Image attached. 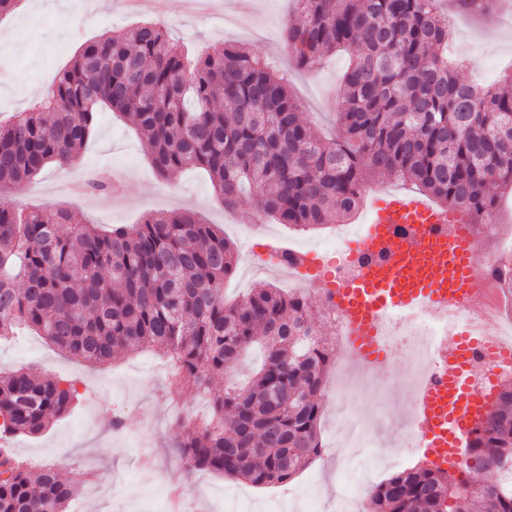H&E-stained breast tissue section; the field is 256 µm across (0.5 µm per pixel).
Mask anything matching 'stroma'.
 Returning <instances> with one entry per match:
<instances>
[{"instance_id": "35a3bbf8", "label": "stroma", "mask_w": 512, "mask_h": 512, "mask_svg": "<svg viewBox=\"0 0 512 512\" xmlns=\"http://www.w3.org/2000/svg\"><path fill=\"white\" fill-rule=\"evenodd\" d=\"M155 19L172 37L184 40L194 51L238 42L256 50L288 75L290 86L302 101L304 116L319 132H335V111L341 100V76L348 57L337 53L310 70L296 69L283 50V27L294 17L292 0H210L204 9L190 10L185 0H164ZM126 0H24L10 17L0 20V119L28 107L34 92L48 94L59 71L78 47L98 35L119 34L136 22ZM453 35L449 58L464 62L461 79L481 85L497 84L512 73V0H501L484 14H452ZM150 147L136 127L111 111L99 114L94 135L70 164L51 165L21 187L7 189L18 206L34 210L48 205L66 209L72 223L105 227L138 223L155 211L186 209L217 225L238 252L235 272L224 281V295L233 299L259 288L282 287L283 278L265 263L263 245L277 241L319 247L331 243L335 227L298 233L269 217L259 216L251 200L235 210L218 205L208 177L187 170L172 179L160 177L149 157ZM98 172L109 174L115 189L99 195L81 190L83 181ZM493 233L477 245L492 255L504 253L512 242V193L496 201ZM411 350L396 346L389 363L372 386L349 393L347 404L360 420L379 421L386 409L407 407L396 386L411 365ZM163 359L145 350L115 354L102 366H90L62 355L40 336L23 331L0 343V374L22 366H35L47 374L72 377L82 383L84 396L67 416L55 421L41 436L18 437L12 446L23 462L38 458L59 465L62 478L90 472L111 481L113 494L101 497L92 484L79 486L67 512H161L163 486L158 474L195 485L199 492L196 512H215V494L246 499L252 512H306L304 494L319 493V512H333L336 504V460L323 453L288 485L257 488L242 481L208 472L187 471L173 451L178 438L175 412L203 414L206 405L194 393L179 404L168 399L169 372ZM141 433L151 448L155 465L140 468L139 450L131 440L114 434V418ZM371 458L384 459L374 481H382L404 468L423 462L399 435L379 436Z\"/></svg>"}]
</instances>
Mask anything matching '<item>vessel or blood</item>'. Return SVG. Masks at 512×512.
Masks as SVG:
<instances>
[{"label":"vessel or blood","mask_w":512,"mask_h":512,"mask_svg":"<svg viewBox=\"0 0 512 512\" xmlns=\"http://www.w3.org/2000/svg\"><path fill=\"white\" fill-rule=\"evenodd\" d=\"M365 232L347 243L349 255H378L352 278L337 277L333 260L301 253L290 272L309 281L344 321L347 345L372 370L384 367L390 345L383 322L390 315L422 309L437 318L466 309L481 274L478 230L466 211L437 205L414 191L383 190L364 206ZM479 347L468 329L444 343L436 375L415 395L412 426L422 454L435 467L461 471V442L484 415L481 393L467 373Z\"/></svg>","instance_id":"b4317fda"}]
</instances>
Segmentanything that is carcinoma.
Listing matches in <instances>:
<instances>
[{"instance_id":"obj_1","label":"carcinoma","mask_w":512,"mask_h":512,"mask_svg":"<svg viewBox=\"0 0 512 512\" xmlns=\"http://www.w3.org/2000/svg\"><path fill=\"white\" fill-rule=\"evenodd\" d=\"M285 24L288 55L307 69L351 53L338 107L340 135L326 140L277 66L223 44L186 62L167 29L138 23L81 45L51 92L0 122V188L50 163H68L107 108L146 136L151 163L169 179L205 171L216 201L253 198L265 215L301 230L345 220L368 177L408 182L440 206L491 223L496 196L512 191V74L479 88L448 63V16L436 0H296ZM48 205L24 212L0 202V340L23 324L64 355L102 365L118 351L150 349L173 361L170 393L209 397V421L178 420L175 453L189 471L285 485L322 452L319 426L334 349L309 319L305 294L252 290L224 301L235 248L195 213L150 212L102 233ZM497 274L512 297V258ZM258 346L246 381L214 392ZM80 381L15 369L0 376V440L38 436L79 401ZM467 453L487 483L427 465L373 485L366 512H512V384L472 429ZM72 483L0 448V512H65Z\"/></svg>"}]
</instances>
